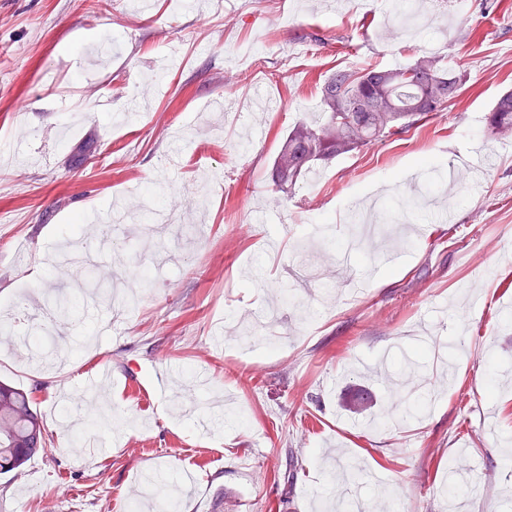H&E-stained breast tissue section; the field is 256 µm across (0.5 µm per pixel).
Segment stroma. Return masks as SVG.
Here are the masks:
<instances>
[{
	"mask_svg": "<svg viewBox=\"0 0 512 512\" xmlns=\"http://www.w3.org/2000/svg\"><path fill=\"white\" fill-rule=\"evenodd\" d=\"M387 3L0 0V301L72 298L49 314L64 367L0 333L51 448L0 476V512H127L154 472L187 479L179 512H316L353 465L390 512L512 501V134L485 125L512 92V0H425L393 30ZM418 53L462 74L447 110L276 192L332 70ZM259 87L276 108L250 112ZM151 184L182 223L140 222ZM441 206L453 223H428ZM322 215L328 240L304 235ZM107 224L96 295L49 260ZM406 358L396 393L371 378ZM363 387L390 426L347 411Z\"/></svg>",
	"mask_w": 512,
	"mask_h": 512,
	"instance_id": "stroma-1",
	"label": "stroma"
}]
</instances>
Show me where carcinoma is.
<instances>
[{
    "label": "carcinoma",
    "instance_id": "cac0c4a2",
    "mask_svg": "<svg viewBox=\"0 0 512 512\" xmlns=\"http://www.w3.org/2000/svg\"><path fill=\"white\" fill-rule=\"evenodd\" d=\"M462 78L433 55L404 65L338 68L321 87L320 118L300 121L283 138L272 164L276 190L288 194L318 162L348 155L438 112L460 90ZM489 135L512 132V93L500 96L486 118ZM48 453L43 422L30 393L0 382V474Z\"/></svg>",
    "mask_w": 512,
    "mask_h": 512
}]
</instances>
